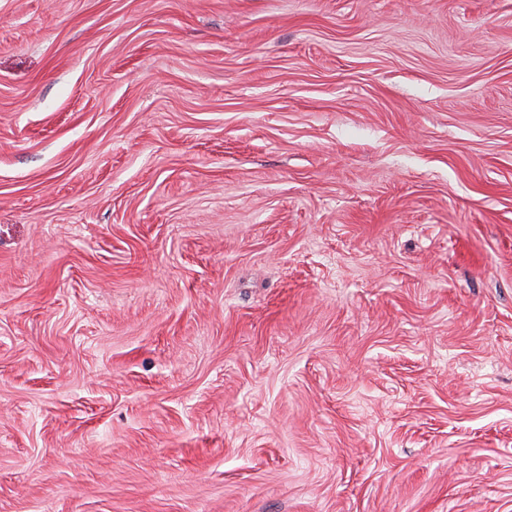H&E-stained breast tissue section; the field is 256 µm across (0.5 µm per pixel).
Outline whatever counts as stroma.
I'll return each instance as SVG.
<instances>
[{
    "mask_svg": "<svg viewBox=\"0 0 512 512\" xmlns=\"http://www.w3.org/2000/svg\"><path fill=\"white\" fill-rule=\"evenodd\" d=\"M0 512H512V0H0Z\"/></svg>",
    "mask_w": 512,
    "mask_h": 512,
    "instance_id": "1",
    "label": "stroma"
}]
</instances>
